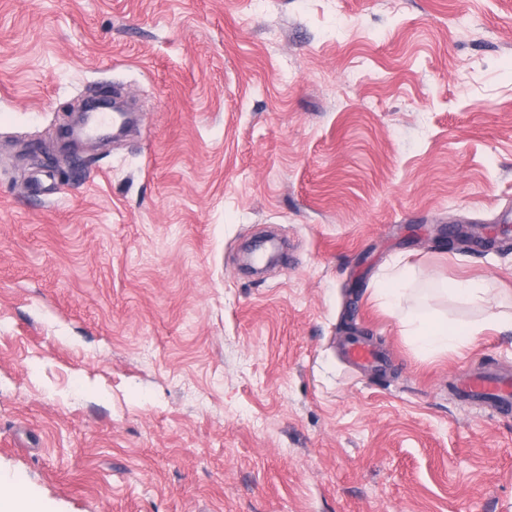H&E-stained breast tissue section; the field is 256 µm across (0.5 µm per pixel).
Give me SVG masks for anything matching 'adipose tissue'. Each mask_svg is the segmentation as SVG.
Listing matches in <instances>:
<instances>
[{
  "label": "adipose tissue",
  "instance_id": "1",
  "mask_svg": "<svg viewBox=\"0 0 512 512\" xmlns=\"http://www.w3.org/2000/svg\"><path fill=\"white\" fill-rule=\"evenodd\" d=\"M449 291L466 303L485 309L486 314L481 319L466 323L458 329L426 312H405L401 324L422 349L431 353L458 350L484 333L501 330L502 326L512 323L511 317L494 311L496 298L488 283L460 280L453 282Z\"/></svg>",
  "mask_w": 512,
  "mask_h": 512
}]
</instances>
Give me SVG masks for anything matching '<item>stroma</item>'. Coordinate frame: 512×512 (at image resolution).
I'll return each instance as SVG.
<instances>
[{
    "label": "stroma",
    "mask_w": 512,
    "mask_h": 512,
    "mask_svg": "<svg viewBox=\"0 0 512 512\" xmlns=\"http://www.w3.org/2000/svg\"><path fill=\"white\" fill-rule=\"evenodd\" d=\"M128 136L70 154L92 92ZM435 224L486 232L436 247ZM512 0H0V476L43 512H512ZM372 337L386 370L346 354ZM402 263L403 260L400 258L393 261L391 270L385 278V288H378L380 295L396 310L401 308L402 300L408 289L406 288L408 265L404 264L400 267ZM448 291L475 307L485 309L486 315L479 320L464 324L457 329L448 321L429 313L410 310L401 319V324L419 343L431 353L461 349L488 331H500L503 325L511 324L512 318L502 312H491L496 297L490 285L484 281L460 280L451 284ZM459 388L468 397L489 400L501 411L512 407L511 375L477 374L463 370L459 373Z\"/></svg>",
    "instance_id": "obj_1"
}]
</instances>
